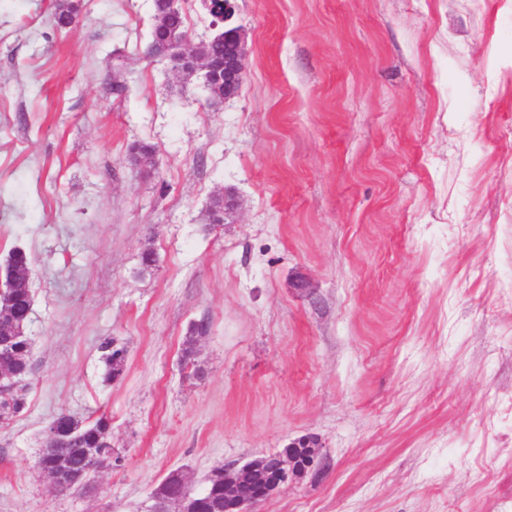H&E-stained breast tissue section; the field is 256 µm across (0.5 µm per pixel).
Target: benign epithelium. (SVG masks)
<instances>
[{
  "label": "benign epithelium",
  "instance_id": "7a95c632",
  "mask_svg": "<svg viewBox=\"0 0 512 512\" xmlns=\"http://www.w3.org/2000/svg\"><path fill=\"white\" fill-rule=\"evenodd\" d=\"M209 13L214 18L212 23L215 33L210 38H203L195 43L189 32L170 29L167 41L174 47H180L176 56L171 58L170 65L180 75L198 79L202 86L209 90L210 101L221 106L229 99L238 95L241 90L245 70L247 40L243 28L232 24L235 7L232 0H224L217 6L213 0H203ZM224 41V60H216L209 52L210 40ZM321 464L317 449L309 441L303 443L296 451L289 453L288 459L271 453L253 459L240 468H224V502L229 504L231 512H249L257 504L275 496L282 480H275L263 486L260 493L249 499L242 495V488L258 476L269 477L273 474H302ZM58 489L83 482L84 473L68 470H44Z\"/></svg>",
  "mask_w": 512,
  "mask_h": 512
}]
</instances>
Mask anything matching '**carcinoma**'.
I'll use <instances>...</instances> for the list:
<instances>
[{"label":"carcinoma","mask_w":512,"mask_h":512,"mask_svg":"<svg viewBox=\"0 0 512 512\" xmlns=\"http://www.w3.org/2000/svg\"><path fill=\"white\" fill-rule=\"evenodd\" d=\"M166 0H154L153 17L166 16L170 26L186 24L185 14L175 15L166 13ZM78 5L74 0H58L54 21L59 29H67L71 26L77 13ZM28 292L26 288H5L0 293V304L11 309V318L7 320V326H0V340L4 339L5 330L15 328H27L29 323ZM104 357L108 366L107 379L112 380L121 375L125 361V351L113 347L110 340L102 344ZM9 360L20 366L23 376H28L32 371L30 360V347L26 340L20 339L13 343ZM13 407V413L0 412V422L19 413L23 406V395L12 392L6 396L0 394V408ZM57 418L65 421L69 428L74 430L70 441L63 447L46 448L39 455V461L46 469L64 467L69 470L82 471L91 466L94 454L101 448L110 447L111 437L106 435L110 426L108 417L102 415L94 421L84 424L76 420L68 413L61 412ZM160 487L169 488L172 491L194 500L200 507L199 512H224V469L215 468L207 478L205 487L194 492L187 483L179 481L174 473H169L161 482Z\"/></svg>","instance_id":"1"}]
</instances>
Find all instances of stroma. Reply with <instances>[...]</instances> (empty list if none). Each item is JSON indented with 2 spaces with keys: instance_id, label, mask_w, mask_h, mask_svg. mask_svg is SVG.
Returning a JSON list of instances; mask_svg holds the SVG:
<instances>
[{
  "instance_id": "1",
  "label": "stroma",
  "mask_w": 512,
  "mask_h": 512,
  "mask_svg": "<svg viewBox=\"0 0 512 512\" xmlns=\"http://www.w3.org/2000/svg\"><path fill=\"white\" fill-rule=\"evenodd\" d=\"M55 2L0 0V267L33 260L0 512H152L303 438L324 469L255 512H512V0H236L219 107L150 0ZM62 412L112 423L78 490L36 467Z\"/></svg>"
}]
</instances>
